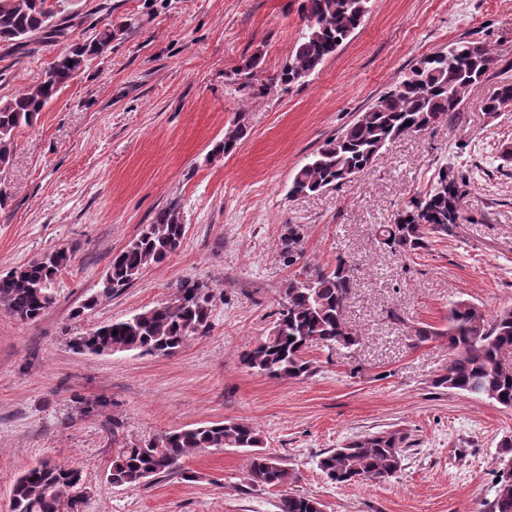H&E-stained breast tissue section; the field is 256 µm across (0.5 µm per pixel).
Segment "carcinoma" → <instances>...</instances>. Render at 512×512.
<instances>
[{
  "instance_id": "carcinoma-1",
  "label": "carcinoma",
  "mask_w": 512,
  "mask_h": 512,
  "mask_svg": "<svg viewBox=\"0 0 512 512\" xmlns=\"http://www.w3.org/2000/svg\"><path fill=\"white\" fill-rule=\"evenodd\" d=\"M303 28L292 54L282 68L258 91L271 86L284 88L316 71L339 46L359 28L367 15V0H299ZM78 14L68 12L63 0H0V46L14 52L26 50L34 40L70 41L69 49L51 63L52 76L26 92L0 101V173L6 171L14 150L16 131L33 124L45 106L93 59L112 48V22L102 24L89 38H75ZM263 52L256 50L237 70L253 76L262 66ZM496 64L490 45L456 40L414 64L397 84L376 103L324 140L293 174L290 192L312 194L336 187L350 176L366 173L378 152L391 141L427 131L461 112L463 102L449 97L448 87L469 86L484 80ZM512 105V83H502L498 94L488 100L485 111L496 116ZM410 125H405V122ZM248 136V126L237 118L225 130L224 141L215 150L228 155ZM467 171L442 164L430 189L399 208L390 223L381 224L376 237L381 244L405 258L416 255L435 239L455 235L461 223ZM185 235L180 202L173 200L160 209L142 232L112 256L103 277L105 294L89 297L76 316L129 287L151 264L173 254ZM304 229L288 225L282 252L288 265L302 251ZM71 255L54 249L42 258L0 275V310L14 319L32 323L53 304V284L67 267ZM353 275L350 261L337 255L335 262L309 263L288 280L286 303L266 336L242 355L243 364L269 378L299 379L314 372L308 349L352 348L361 341L349 328L345 311L352 299ZM213 305L210 287L197 279L184 278L173 286L171 298L133 316L103 323L71 340L78 354L137 351L168 355L209 325ZM416 343L448 339L450 359L445 371L434 380L472 398L487 399L512 408V307L489 317L468 301L448 304L447 325L441 328L414 326ZM259 432L243 421H222L166 432L148 441L121 449L112 459L107 481L114 486L140 487L179 474L182 460L210 448H249L251 458L246 480L254 488L286 487L297 476L281 459L261 450ZM408 448V434L399 430L380 431L351 440L324 453L319 469L332 482L347 486L362 479L381 481L397 474ZM85 487L76 468L45 459L21 474L11 489V512H82ZM279 512H321L315 498L287 492L280 498ZM488 512H512V474H501Z\"/></svg>"
}]
</instances>
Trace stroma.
Listing matches in <instances>:
<instances>
[{"label":"stroma","instance_id":"stroma-1","mask_svg":"<svg viewBox=\"0 0 512 512\" xmlns=\"http://www.w3.org/2000/svg\"><path fill=\"white\" fill-rule=\"evenodd\" d=\"M84 18L76 36L112 21L110 53L90 61L15 135L0 176V274L65 248L72 261L39 321L0 312V512L15 479L44 458L80 468L84 512H279L278 488H254L250 453L209 449L184 458L195 478L115 487L121 448L208 422L255 426L265 452L297 475L291 491L323 512H487L512 409L435 386L447 339L415 344L411 327H441L448 303L486 315L512 307V111L485 104L512 82V0H372L363 24L305 81L257 93L236 74L256 48L259 79L285 63L303 27L290 0H65ZM460 38L496 53L460 114L382 149L369 171L336 188L291 194L295 168L402 79L421 58ZM67 42H43L20 62L0 58V99L38 84ZM249 137L214 154L229 124ZM471 171L455 236L404 259L376 225L425 193L440 164ZM180 200L185 236L163 263L81 317L113 255ZM305 229L302 261L351 260L346 318L353 350L313 347L303 379H275L240 357L265 336L294 275L282 257L289 225ZM192 277L214 295L210 324L169 356L82 355L74 336L169 299ZM402 321L394 323L390 313ZM403 430L401 470L386 481L338 486L323 453L383 430Z\"/></svg>","mask_w":512,"mask_h":512}]
</instances>
